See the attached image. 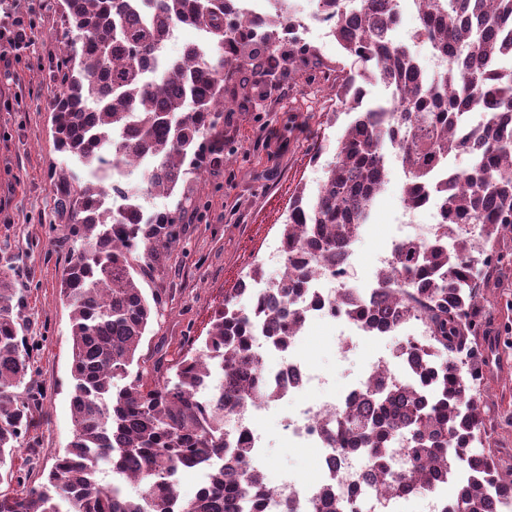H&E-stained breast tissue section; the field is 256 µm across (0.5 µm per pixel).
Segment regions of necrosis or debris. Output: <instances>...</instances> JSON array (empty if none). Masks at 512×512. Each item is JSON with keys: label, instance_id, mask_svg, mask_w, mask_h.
Segmentation results:
<instances>
[{"label": "necrosis or debris", "instance_id": "necrosis-or-debris-1", "mask_svg": "<svg viewBox=\"0 0 512 512\" xmlns=\"http://www.w3.org/2000/svg\"><path fill=\"white\" fill-rule=\"evenodd\" d=\"M240 8L243 16L252 21L286 11L295 22L294 33L299 34L315 28L322 31L326 38L332 39L336 36L335 21L318 12L316 0H242ZM422 207L429 212L430 223L416 224L406 217L399 224L393 225L390 245L386 246L376 258L377 271L382 272L391 267L396 244L413 241L423 245L438 238L444 232L440 205L435 195H428ZM352 289L357 290L361 297L369 301L379 293L377 281L358 282L355 260L353 256L348 255L345 256L340 270H314L306 282L301 299L307 322L335 319L338 332L333 338V344L338 357L342 359L349 357L357 340L367 335L364 328L353 325L345 319L334 318L329 308L336 297ZM253 349L262 359L271 352L279 353L280 367L275 370H266L265 376L268 382L279 390L281 397L306 394L313 389L324 387L327 383L326 377L321 372L298 357L292 349H278L276 344L265 336H258ZM362 391V384H352L335 396L304 402L293 413L281 419V428L291 443L313 446L320 450L318 463L320 480L300 482L288 479L276 487L274 499L287 503L290 512H313L312 501L317 492L321 488L335 486L357 490L358 495L355 499L357 512H378L379 501L363 495L364 489L371 482L369 466L364 454L350 449L341 453L336 452L322 429L326 418L339 412L350 399L357 397Z\"/></svg>", "mask_w": 512, "mask_h": 512}]
</instances>
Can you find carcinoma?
<instances>
[{
	"label": "carcinoma",
	"mask_w": 512,
	"mask_h": 512,
	"mask_svg": "<svg viewBox=\"0 0 512 512\" xmlns=\"http://www.w3.org/2000/svg\"><path fill=\"white\" fill-rule=\"evenodd\" d=\"M138 17L137 0H58L63 52L50 75L60 88L52 113L56 150L87 170L84 179L61 173L57 210L69 214L72 251L60 279L72 336L73 435L57 454L46 481L0 491V512H263L271 494L252 458L246 435L230 452L224 416L278 392L262 379L255 356V322L239 304L241 289L224 295L200 349L150 380L137 357L140 345L166 304L140 282L167 265L191 199L176 209L143 216L136 202L170 195L199 175L204 155L224 152L209 138L235 110L254 112L268 83L287 66H308L310 80L328 83L315 51L281 32L291 18L268 16L258 25L240 22L232 0H152ZM418 37L444 60L429 75L407 46L388 40L398 0H362L348 13L347 0H318L336 19L346 56L363 66L347 73L342 104L357 113L336 145L335 160L314 202L299 192L288 208L282 240L299 254L288 280L261 303L258 318L267 337L283 347L305 322L298 305L304 280L318 266L336 262L367 223L384 184L386 147L395 148L408 173L403 205L422 199L434 169L453 153L470 166L448 170L442 188V223L474 224L490 246L480 281L471 280L464 242L447 233L426 245L404 242L392 270L378 276L381 295L366 302L348 292L334 311L368 331L410 318L415 304L427 308L430 340L396 345L409 379L391 381L386 370L367 376L365 397L346 405L324 426L336 451L360 448L380 496L435 492L455 486L456 512H493V498H512V480L501 476L487 447L474 456L485 431L481 394L463 374L454 351L465 350L479 376L482 356L475 309L477 291L512 254L495 243L512 225V0H421ZM188 26L207 41L158 65L174 31ZM380 82L396 99L387 107L362 108L363 88ZM484 112L477 126L463 116ZM137 158L152 162L141 184L112 182V169ZM27 288L7 251L0 252V469L23 447L39 399L27 347ZM224 371L220 391L202 401L198 392L211 370ZM126 479L102 483L100 464ZM207 470L203 488L180 496L179 475ZM353 495L336 490L314 498L315 512H355Z\"/></svg>",
	"instance_id": "cac0c4a2"
}]
</instances>
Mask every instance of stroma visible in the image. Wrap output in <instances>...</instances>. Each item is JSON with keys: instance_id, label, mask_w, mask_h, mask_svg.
<instances>
[{"instance_id": "1", "label": "stroma", "mask_w": 512, "mask_h": 512, "mask_svg": "<svg viewBox=\"0 0 512 512\" xmlns=\"http://www.w3.org/2000/svg\"><path fill=\"white\" fill-rule=\"evenodd\" d=\"M22 24L27 45L13 50L0 41V248L16 256L28 289L24 316L40 392L30 434L34 448L18 449L14 469L28 484L43 482L55 454L72 436L71 331L59 292L61 271L72 243L67 221L54 209L62 156L56 151L50 110L58 93L48 66L62 40L57 0H0V28ZM351 120L336 92L309 82L305 69L280 75L262 111L237 112L216 132L237 151L234 161L208 166L201 179L177 193L147 198L152 209H175L184 198L201 200L199 217L187 218L168 267L148 280L166 300L141 352L148 361L172 365L186 354V337L205 336L214 309L227 289L260 264L281 237L288 207L298 192L315 195L327 165ZM403 180L389 177L365 228L352 245L363 279H371L377 253L387 244L389 224L400 218ZM334 329L319 320L305 327L295 351L324 373L328 387L313 390L319 400L364 379L391 338L362 341L340 362ZM502 372L485 382L486 426L502 473H512V347ZM280 403L255 422L265 448L255 463L269 483L316 476L319 449L289 443Z\"/></svg>"}]
</instances>
